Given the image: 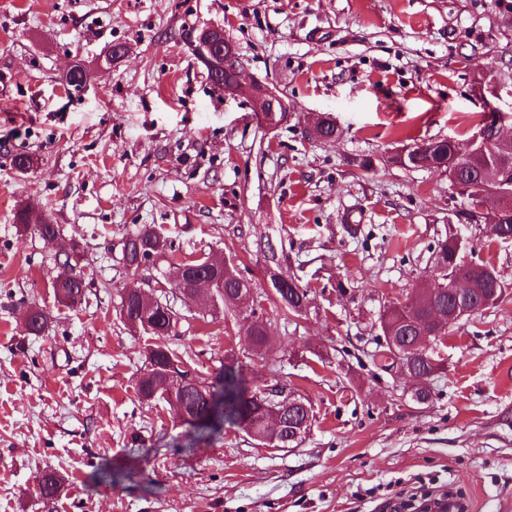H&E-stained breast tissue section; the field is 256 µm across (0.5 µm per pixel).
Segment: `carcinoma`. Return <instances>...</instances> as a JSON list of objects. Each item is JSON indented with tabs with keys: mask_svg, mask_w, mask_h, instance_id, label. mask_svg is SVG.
Segmentation results:
<instances>
[{
	"mask_svg": "<svg viewBox=\"0 0 512 512\" xmlns=\"http://www.w3.org/2000/svg\"><path fill=\"white\" fill-rule=\"evenodd\" d=\"M419 154L409 157L406 162L409 168H416V163L422 167L434 168L441 172L454 173L456 180L468 189L465 201L467 206L479 199L483 194L497 192L501 184L495 170L481 157H473L466 160H455L454 165H448L454 160L452 141L447 139L428 140L418 144ZM15 221L23 229H32L43 239H55L61 235V229L56 224L42 223V215L33 207L25 206L19 209L15 215ZM479 223L490 228V237L506 241L503 228L512 232V211L499 214L495 211L488 212ZM265 257V276L275 293L269 295V300L275 306L293 314L298 313V308L307 303V291L300 284L299 278L291 276L288 285L284 288L277 285L278 273L282 271L284 255L278 253L277 248L266 242L259 247ZM463 254L458 248V241L450 236L437 241L433 255L435 259L436 274L432 279L444 281L452 275ZM122 262L126 269L136 273L146 263H155L163 258L169 267H179L185 260L177 257L168 238L158 229L152 226H143L138 231L128 235L122 243ZM477 270L470 278V288L473 305L481 306L485 299L494 292L495 288H503V282L495 269L489 263L476 262ZM57 302L68 307H74L81 303L85 297L86 288L73 281L52 284ZM251 291V283L244 277L236 266H231L219 272L218 280L214 285V294L217 302L210 303L214 307L218 304L230 310L243 305L245 297ZM120 306L128 308L129 319L139 320L137 331L150 337V343L145 347V364L137 382L136 392L143 401H167L165 397V382L157 378V370L167 367L181 368L189 364V361L176 353L167 343V337L175 330L178 323V315L168 304L162 303L149 292L131 294L128 297H120ZM451 307V299L446 288H436L432 291H424L416 294L411 299V304L393 303L384 307L380 312L378 321L382 336L387 341L383 346L386 352L391 351L390 340H401L407 343L409 337L419 336L429 330L428 320L438 314L448 315ZM50 323L49 313L37 306L29 307L28 318L23 323L24 332L29 336H42L48 331ZM245 335L249 337L252 353L261 357L271 347L268 336L267 323L264 315L251 312L246 317ZM237 358L228 360L215 373L211 381L199 378V381L207 383L205 391H188L185 399L194 409L191 420L187 421L194 439L198 440L205 435L217 431L228 424L241 426L247 432L264 433L268 431V422L275 417L273 408L262 409L261 402L265 396L261 389L249 391L242 377L235 370ZM405 363L416 374L428 380L433 377L440 364L435 355L428 358H416L405 360ZM136 469H101L96 473L100 481L119 483L132 479ZM62 487L61 478L54 471L44 474L43 480L37 491L38 497L48 502L57 497Z\"/></svg>",
	"mask_w": 512,
	"mask_h": 512,
	"instance_id": "1",
	"label": "carcinoma"
}]
</instances>
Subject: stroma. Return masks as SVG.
Listing matches in <instances>:
<instances>
[{
  "mask_svg": "<svg viewBox=\"0 0 512 512\" xmlns=\"http://www.w3.org/2000/svg\"><path fill=\"white\" fill-rule=\"evenodd\" d=\"M202 25L235 42L244 81L284 95L286 122L213 88L181 37ZM118 42L126 57L100 67ZM76 63L91 81L70 92ZM492 111L512 137V0H0V512H383L387 496L449 490L463 512H512V301L437 343L430 404L376 358L380 309L426 286L437 240L463 234L512 289V242L459 224L447 175L385 162L467 142ZM314 113L335 117V139L305 137ZM25 205L83 250L78 307L54 297L57 246L19 230ZM150 224L178 257L234 262L253 309L208 311L162 260L129 272L122 242ZM264 240L307 288L305 314L267 299ZM129 287L170 304L168 343L205 374L263 313L272 347L243 373L309 399L301 445L233 426L184 451L188 425L136 394L148 339L120 318ZM35 305L51 315L39 337L21 322ZM108 464L143 476L94 483ZM48 470L63 487L46 505Z\"/></svg>",
  "mask_w": 512,
  "mask_h": 512,
  "instance_id": "1",
  "label": "stroma"
}]
</instances>
